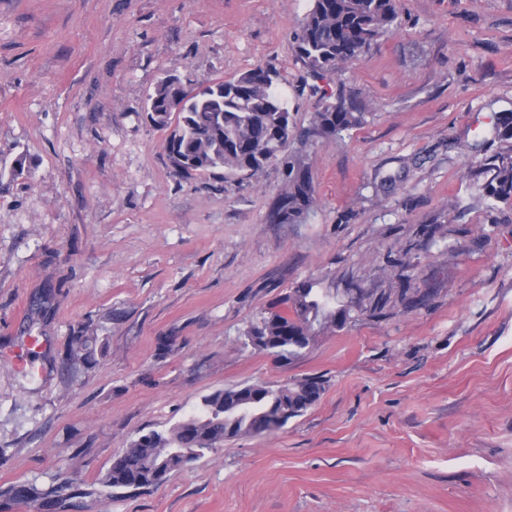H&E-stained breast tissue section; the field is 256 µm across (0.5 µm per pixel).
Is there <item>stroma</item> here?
Wrapping results in <instances>:
<instances>
[{
  "label": "stroma",
  "mask_w": 512,
  "mask_h": 512,
  "mask_svg": "<svg viewBox=\"0 0 512 512\" xmlns=\"http://www.w3.org/2000/svg\"><path fill=\"white\" fill-rule=\"evenodd\" d=\"M310 0H0V488L69 482L62 512H512V201L465 176L512 156V0H399L400 29L324 82L362 112L308 134L291 35ZM271 67L316 202L275 224L282 164L186 179L145 116L184 83ZM394 187L385 181L394 173ZM423 304L354 313L283 359L244 332L312 285ZM94 336L69 368V337ZM37 373L14 366L30 338ZM168 347L158 351L159 340ZM319 376L281 428L205 450L156 488L94 489L114 456L204 396ZM407 288H383L361 295L356 307L361 314L369 318L380 319L389 314L396 302H401L406 308H412L424 301L420 296H407Z\"/></svg>",
  "instance_id": "1"
}]
</instances>
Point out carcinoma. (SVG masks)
Instances as JSON below:
<instances>
[{"mask_svg":"<svg viewBox=\"0 0 512 512\" xmlns=\"http://www.w3.org/2000/svg\"><path fill=\"white\" fill-rule=\"evenodd\" d=\"M399 26L397 0H311L304 19L292 34L294 51L309 75L322 80L338 64L357 59ZM278 73L256 67L236 77L204 81L184 93L167 76L156 82L148 96L146 118L156 127L174 129L167 141L172 164L186 178L221 174L224 178L255 177L278 160L296 126L287 101L278 88ZM320 94L312 113L310 131L332 138L359 127L364 113L355 112L332 93L313 87ZM494 134L512 139V113L497 117ZM284 187L274 201L270 220L275 224L302 222L315 202L314 189L302 157L286 161ZM485 175L484 189L498 201H512V157H495L479 166ZM288 311L263 319L251 327L245 344L258 337L261 349L289 358L306 349L322 330L342 326L351 318V308L336 306V296L309 285L291 289ZM412 308L423 302L408 295L406 288H383L361 295L356 307L361 314L384 318L396 303ZM93 336H73L66 346V360H86L93 351ZM324 381L308 376L286 386L245 385L217 391L203 399L202 407L171 427L151 430L132 439L112 459L98 479L113 494L157 487L184 466L183 451L199 456L204 450L242 435L278 427L270 415L281 413L282 423L303 415L320 398ZM61 487H43L35 482L9 486L0 496L37 502L49 509L66 504Z\"/></svg>","mask_w":512,"mask_h":512,"instance_id":"1","label":"carcinoma"}]
</instances>
